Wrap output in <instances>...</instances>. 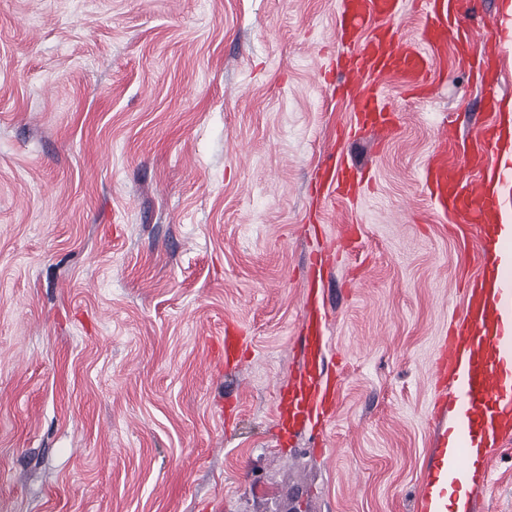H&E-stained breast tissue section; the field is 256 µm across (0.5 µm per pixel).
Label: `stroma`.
<instances>
[{"instance_id": "stroma-1", "label": "stroma", "mask_w": 512, "mask_h": 512, "mask_svg": "<svg viewBox=\"0 0 512 512\" xmlns=\"http://www.w3.org/2000/svg\"><path fill=\"white\" fill-rule=\"evenodd\" d=\"M342 49L337 0H0V512H419L479 249L422 167L488 114L474 70H436L386 86L378 144L326 86ZM332 148L358 203L316 199ZM320 249L335 413L278 443ZM488 467L467 512H512V442ZM243 331L231 322H226L224 330V362L226 365L237 364L246 348Z\"/></svg>"}]
</instances>
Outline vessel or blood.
Listing matches in <instances>:
<instances>
[{
	"label": "vessel or blood",
	"instance_id": "vessel-or-blood-1",
	"mask_svg": "<svg viewBox=\"0 0 512 512\" xmlns=\"http://www.w3.org/2000/svg\"><path fill=\"white\" fill-rule=\"evenodd\" d=\"M425 15L416 38L405 39L391 27L404 0H339L342 38L348 46L340 89L355 108L358 125L378 142L398 132L383 96L395 82L423 93L434 65L449 44L473 40L471 0H424ZM485 53L472 48L458 65L483 69ZM503 128L493 122L463 137L443 127L426 158L422 176L437 211L447 217L450 233L460 241L478 236L480 273L465 283L462 314L451 324L437 350V383L453 381L457 423L444 438L420 495L421 512H448V496L461 492L462 477L473 451L496 448L512 437V269L500 266L504 249L502 216L512 198V165L502 166ZM364 176L331 162L322 169L328 195L356 198ZM304 368L281 393L276 406L279 426L295 431L330 423L335 407L331 374L325 367L327 319L306 315L303 323ZM246 346L242 330L227 324L224 362L238 363Z\"/></svg>",
	"mask_w": 512,
	"mask_h": 512
}]
</instances>
